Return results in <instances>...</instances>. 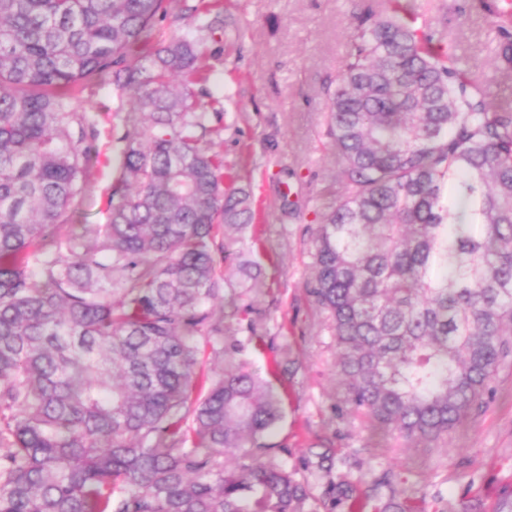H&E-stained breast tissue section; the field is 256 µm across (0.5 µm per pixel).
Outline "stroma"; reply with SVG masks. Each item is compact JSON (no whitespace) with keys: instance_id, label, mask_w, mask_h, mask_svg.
I'll return each mask as SVG.
<instances>
[{"instance_id":"35a3bbf8","label":"stroma","mask_w":512,"mask_h":512,"mask_svg":"<svg viewBox=\"0 0 512 512\" xmlns=\"http://www.w3.org/2000/svg\"><path fill=\"white\" fill-rule=\"evenodd\" d=\"M413 13H431L444 28L443 43L462 66L490 80L488 100L512 102V71L493 68L499 34L479 0H400ZM224 42L206 88L208 105L226 108L229 130L214 140L227 170L251 177L264 213L252 259L266 286L249 301L263 313L264 342L251 345L250 366L265 372L270 347H289L299 369L288 382L284 415L269 434L290 449L289 465L310 446L334 444L346 458L343 475L372 480L393 475L407 496L424 499L428 512L461 501L496 512L501 490L512 487V355L504 359L485 395V407L448 437L447 448L392 449L391 439L361 420L336 417L340 387L336 346L320 324L305 290L312 274L309 251L318 214L334 201L337 159L323 132L325 88L340 72L356 16L381 10L386 0H223ZM76 111L95 123L98 136L87 172L84 203L74 221H107L106 197L119 176V136L138 127L132 97L115 95L110 82L88 85Z\"/></svg>"}]
</instances>
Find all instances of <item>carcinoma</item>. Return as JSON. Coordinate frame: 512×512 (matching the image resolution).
I'll list each match as a JSON object with an SVG mask.
<instances>
[{
	"label": "carcinoma",
	"instance_id": "cac0c4a2",
	"mask_svg": "<svg viewBox=\"0 0 512 512\" xmlns=\"http://www.w3.org/2000/svg\"><path fill=\"white\" fill-rule=\"evenodd\" d=\"M220 0H0V512H425L388 473L312 494L266 442L283 404L214 308L262 286L253 187L224 189L201 98ZM495 68H512V24ZM201 19L153 40L158 21ZM398 8L367 11L326 89L340 194L320 215L309 302L336 339L337 415L445 448L512 353V109ZM129 91L106 224H72L96 129L72 90ZM474 223H455V209ZM208 344L231 364L204 371ZM288 348L270 374L294 373Z\"/></svg>",
	"mask_w": 512,
	"mask_h": 512
}]
</instances>
